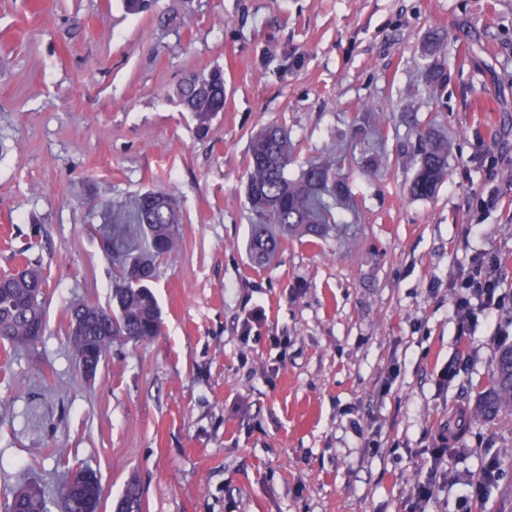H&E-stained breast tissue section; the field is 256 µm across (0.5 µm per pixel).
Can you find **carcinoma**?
Returning <instances> with one entry per match:
<instances>
[{"label": "carcinoma", "mask_w": 512, "mask_h": 512, "mask_svg": "<svg viewBox=\"0 0 512 512\" xmlns=\"http://www.w3.org/2000/svg\"><path fill=\"white\" fill-rule=\"evenodd\" d=\"M179 105L191 113L197 132L205 134L213 118L224 111V71L219 68L194 74L177 91ZM418 165L410 179L414 197L432 196L448 175V147L438 141L433 121H415L412 127ZM301 141L293 140L283 125L269 124L252 139L244 205L252 219L246 252L252 262L264 265L275 258L283 245L280 230L304 234L312 240L327 237L333 214L331 204L350 195L342 174L344 160H306L298 162ZM300 164L298 174L288 170ZM133 222L140 225L149 240L143 251L119 247L122 225L105 218L100 229L101 247L117 267L112 288V304L102 307L82 301L69 307V344L73 359L84 354L85 346L94 345L107 354L115 344L147 342L162 333V318L152 290L157 262L174 255L180 246L179 215L174 195L168 190H152L135 202ZM0 341L9 350L26 349L39 342L32 326L46 324L45 288L48 278L43 268L33 263L16 273L0 277ZM112 335L102 346L100 336ZM488 409L512 412V345L499 351L493 374ZM119 498L127 512H144L143 491L131 478ZM63 512H87L86 494L63 496ZM5 512H51L45 496L34 487L16 492L5 503Z\"/></svg>", "instance_id": "carcinoma-1"}]
</instances>
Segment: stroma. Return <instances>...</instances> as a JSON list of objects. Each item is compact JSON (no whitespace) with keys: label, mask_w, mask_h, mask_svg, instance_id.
<instances>
[{"label":"stroma","mask_w":512,"mask_h":512,"mask_svg":"<svg viewBox=\"0 0 512 512\" xmlns=\"http://www.w3.org/2000/svg\"><path fill=\"white\" fill-rule=\"evenodd\" d=\"M213 68L226 104L201 137L172 95ZM357 112L390 135L374 174L348 171L347 232L252 265L251 134L282 124L326 157ZM431 118L448 178L417 198L410 123ZM159 188L183 234L153 283L163 333L86 381L67 309L111 299L96 229ZM485 250L512 291V0H0V273L49 275L42 339L0 350V504L33 483L61 512L63 471L89 466L110 501L137 476L146 512H407L416 449L460 415L425 512H512V415L486 409L499 345L484 321L458 336L448 292ZM492 456L499 481L471 495Z\"/></svg>","instance_id":"35a3bbf8"}]
</instances>
